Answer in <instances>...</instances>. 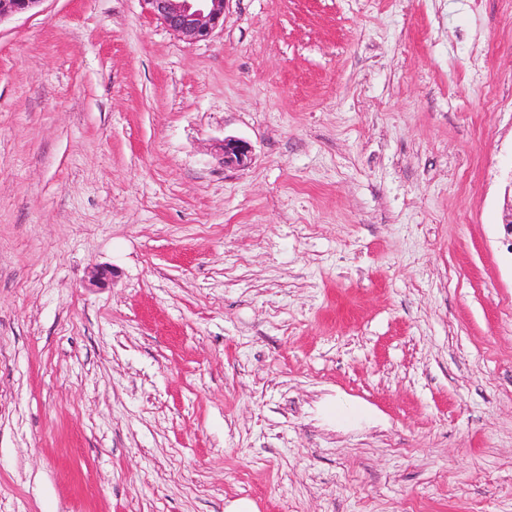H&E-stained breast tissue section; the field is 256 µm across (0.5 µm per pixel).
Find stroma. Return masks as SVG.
Returning a JSON list of instances; mask_svg holds the SVG:
<instances>
[{"label":"stroma","mask_w":512,"mask_h":512,"mask_svg":"<svg viewBox=\"0 0 512 512\" xmlns=\"http://www.w3.org/2000/svg\"><path fill=\"white\" fill-rule=\"evenodd\" d=\"M511 200L512 0L1 20L0 512H512ZM147 12L184 40L210 39L224 25L227 0H141ZM222 163L227 167H241L251 161V145L240 138L225 137L221 143Z\"/></svg>","instance_id":"35a3bbf8"}]
</instances>
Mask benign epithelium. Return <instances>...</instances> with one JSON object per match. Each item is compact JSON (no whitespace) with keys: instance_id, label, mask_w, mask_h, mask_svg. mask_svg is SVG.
Segmentation results:
<instances>
[{"instance_id":"7a95c632","label":"benign epithelium","mask_w":512,"mask_h":512,"mask_svg":"<svg viewBox=\"0 0 512 512\" xmlns=\"http://www.w3.org/2000/svg\"><path fill=\"white\" fill-rule=\"evenodd\" d=\"M42 0H0V21L25 13ZM227 0H142L147 12L184 40L195 43L210 39L224 25ZM222 163L241 167L251 161V145L226 137L221 143Z\"/></svg>"}]
</instances>
